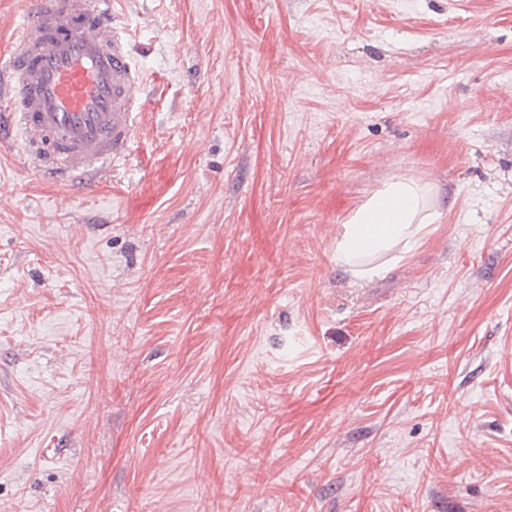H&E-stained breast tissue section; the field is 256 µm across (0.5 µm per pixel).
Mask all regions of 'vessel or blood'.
Wrapping results in <instances>:
<instances>
[{"instance_id": "b4317fda", "label": "vessel or blood", "mask_w": 512, "mask_h": 512, "mask_svg": "<svg viewBox=\"0 0 512 512\" xmlns=\"http://www.w3.org/2000/svg\"><path fill=\"white\" fill-rule=\"evenodd\" d=\"M113 11V0H35L0 66V111L36 173L91 184L135 147L145 81Z\"/></svg>"}]
</instances>
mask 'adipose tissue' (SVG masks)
I'll return each mask as SVG.
<instances>
[{"label":"adipose tissue","mask_w":512,"mask_h":512,"mask_svg":"<svg viewBox=\"0 0 512 512\" xmlns=\"http://www.w3.org/2000/svg\"><path fill=\"white\" fill-rule=\"evenodd\" d=\"M433 197L430 183L407 177L385 180L351 210L336 241L337 265L360 280L379 276V257L420 244L430 225L439 221Z\"/></svg>","instance_id":"1"}]
</instances>
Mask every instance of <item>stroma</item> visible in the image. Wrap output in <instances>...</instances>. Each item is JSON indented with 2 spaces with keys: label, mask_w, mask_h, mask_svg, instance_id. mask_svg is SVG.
Masks as SVG:
<instances>
[{
  "label": "stroma",
  "mask_w": 512,
  "mask_h": 512,
  "mask_svg": "<svg viewBox=\"0 0 512 512\" xmlns=\"http://www.w3.org/2000/svg\"><path fill=\"white\" fill-rule=\"evenodd\" d=\"M95 189L0 143V512H512V0H118ZM391 176L443 217L358 281Z\"/></svg>",
  "instance_id": "35a3bbf8"
}]
</instances>
